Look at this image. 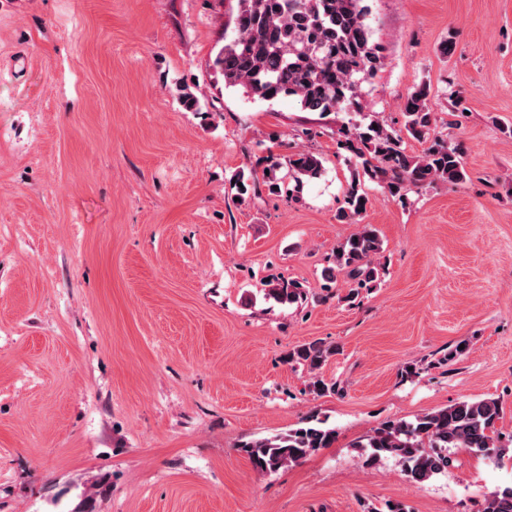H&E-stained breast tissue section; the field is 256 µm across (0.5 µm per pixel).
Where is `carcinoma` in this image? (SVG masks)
<instances>
[{
	"label": "carcinoma",
	"instance_id": "1",
	"mask_svg": "<svg viewBox=\"0 0 512 512\" xmlns=\"http://www.w3.org/2000/svg\"><path fill=\"white\" fill-rule=\"evenodd\" d=\"M364 0H237L234 37L216 55L213 65L224 84L239 87L261 101L294 99L305 112H338L360 106V82L372 78L382 65V51L372 41ZM429 86L414 89L403 104L406 134L426 144L419 155L402 148V135L382 125L365 129H339L340 144L364 174L393 196L435 182L458 183L466 179L462 148L430 133L436 122ZM263 183L280 193L281 169L292 173L295 183L321 175L322 160L301 152L286 162L271 155ZM368 197L360 181L346 188L344 205L336 218L354 221L366 210ZM377 230L370 224L341 243L334 266L325 277L341 274L363 285L376 280L373 257L380 253ZM267 295L282 304L304 300L295 283L269 284ZM333 354L320 342L301 346L290 360L318 370ZM502 405L495 398L464 399L424 413L413 421H390L366 436L357 447L373 465L387 457L401 462L406 476L422 484L448 470L450 448H466L493 462H503L508 447L500 444L496 428ZM336 429L321 421L305 424L272 437L246 441L239 448L254 470L268 473L297 463L336 442ZM482 512H512V486L499 487L485 496Z\"/></svg>",
	"mask_w": 512,
	"mask_h": 512
}]
</instances>
